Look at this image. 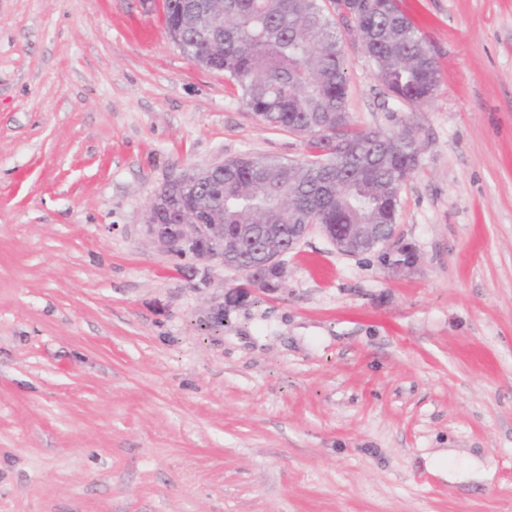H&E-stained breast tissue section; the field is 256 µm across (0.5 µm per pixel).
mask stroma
<instances>
[{
    "mask_svg": "<svg viewBox=\"0 0 512 512\" xmlns=\"http://www.w3.org/2000/svg\"><path fill=\"white\" fill-rule=\"evenodd\" d=\"M399 3L439 89L391 99L349 40L347 110L416 131L412 263L315 228L262 292L201 285L145 210L303 138L148 0H0V512H512V0ZM462 452L492 481L431 473Z\"/></svg>",
    "mask_w": 512,
    "mask_h": 512,
    "instance_id": "1",
    "label": "stroma"
}]
</instances>
